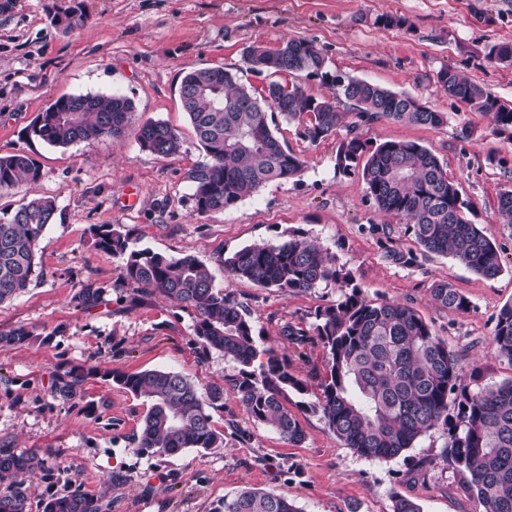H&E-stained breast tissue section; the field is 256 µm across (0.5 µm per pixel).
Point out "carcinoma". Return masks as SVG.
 I'll return each mask as SVG.
<instances>
[{
  "instance_id": "carcinoma-1",
  "label": "carcinoma",
  "mask_w": 512,
  "mask_h": 512,
  "mask_svg": "<svg viewBox=\"0 0 512 512\" xmlns=\"http://www.w3.org/2000/svg\"><path fill=\"white\" fill-rule=\"evenodd\" d=\"M243 62L254 72L303 74L341 86L366 124L392 120L435 128L448 121L445 113L412 96L366 80L330 78L325 57L310 42L288 40L273 52L250 45ZM437 82L448 96L492 115L495 132L512 131V107L470 79L445 68L437 73ZM283 88L280 82H270L267 102L222 67L195 69L183 77L182 106L204 152V160L187 174L198 214L224 212L268 182L301 175L305 162L279 140L273 112L288 122L304 123L301 135L313 143L335 134L343 123L345 115L336 99L308 96L296 84L286 93ZM132 112L133 102L123 96H62L37 116L32 133L55 147L92 144L123 136ZM135 135L142 149L158 156H175L184 145L179 132L161 121L140 126ZM336 168L343 173L361 169L367 200L403 221L423 252L449 256L486 278L502 272L498 246L467 219L469 204L461 198L459 184L424 146L385 141L370 148L354 135L339 143ZM39 178L40 170L28 155L0 157L1 193ZM56 211L54 199L36 197L0 217V304L28 288L38 267L37 243L54 223ZM497 212L503 223L512 224V190L499 194ZM93 232L97 247L122 259L124 281L196 311L197 344L239 364L230 384L253 420L292 445L302 442L304 431L284 400L290 390L304 393L306 384L289 371L287 357L272 348L264 350L266 360L254 368L253 322L230 292L214 287L209 268L193 256L175 259L137 246L132 232L121 224H100ZM224 268L236 279L285 295L307 293L322 283L344 289L339 301L315 312L313 331L324 352L325 375L317 401L308 408L321 413L347 447L378 460L413 447L432 429L446 430L445 460L458 470L464 492L479 503L481 512H512V381L461 392L457 412L451 414L449 397L460 379L457 353L415 309L367 301L350 273L336 266L334 255L311 239L292 234L276 245H249L224 258ZM431 293L444 308L462 313L469 309L466 297L446 282H437ZM101 297V290L84 288L75 301L89 309ZM31 336L24 327L0 333V348L22 345ZM491 348L496 357L512 364V304L497 315ZM86 377L83 369L68 372L55 383L56 393L71 396ZM113 380L151 402L137 435L138 447L168 456L187 448L224 447V434L213 428L208 412L224 399V386L201 387L160 369L115 373ZM44 468V459L36 453H18L1 443L0 481L12 482L0 492V512H29L31 485L26 479ZM109 509L102 499L75 489L43 500L42 512ZM211 512L302 510L285 496L245 487Z\"/></svg>"
}]
</instances>
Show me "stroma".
Segmentation results:
<instances>
[{
    "label": "stroma",
    "instance_id": "obj_1",
    "mask_svg": "<svg viewBox=\"0 0 512 512\" xmlns=\"http://www.w3.org/2000/svg\"><path fill=\"white\" fill-rule=\"evenodd\" d=\"M86 24L74 31L55 20L69 0H8L0 10V156L27 154L40 178L0 194V214L31 198H54L57 214L37 246L39 265L29 287L0 305V332L25 327L32 341L0 349V442L38 452L45 469L33 480L29 512L43 499L78 489L110 500V512H211L240 489L288 497L301 512H392L394 495L422 512H479L446 462L448 434L434 429L414 448L387 460L360 456L309 410L319 394L324 353L313 336L318 307L341 290L322 285L284 295L232 278L224 259L258 243L296 233L317 240L348 270L366 300L414 308L458 354L468 392L512 380V363L489 342L495 319L512 303V224L498 220L501 191L512 189V138L493 132L490 115L448 97L437 83L442 68L457 71L512 107V65L492 62V45L512 43V0H82ZM286 39L312 42L336 83L280 75L316 98L338 96L345 119L335 135L303 139L297 123L280 122L278 136L300 155V179L273 181L235 208L200 215L188 171L204 158L179 98L183 76L203 67L237 72L255 88L270 77L246 70L243 50ZM364 79L447 113L436 128L380 121L360 123L339 95V81ZM120 94L135 110L131 130L87 145L51 146L31 132L38 114L59 97ZM150 121L176 128L182 153L142 150L134 130ZM373 144L418 142L446 165L471 201V219L500 247L503 271L484 278L455 260L417 251L397 219L375 211L360 172L336 168L341 139ZM121 224L140 246L205 263L215 287L232 292L255 327L258 350L287 353L290 370L307 386L286 405L305 438L284 441L256 423L228 380L238 365L195 342V312L119 278L120 259L103 252L92 233ZM414 251L412 264L386 257ZM445 281L470 302L468 312L438 306L435 282ZM99 288L103 302L83 309L74 296ZM307 330L304 343L285 326ZM90 374L68 398L55 382L70 368ZM147 369L181 373L199 385H223V405L211 408L224 445L162 456L141 450L137 434L147 399L114 384L111 373Z\"/></svg>",
    "mask_w": 512,
    "mask_h": 512
}]
</instances>
